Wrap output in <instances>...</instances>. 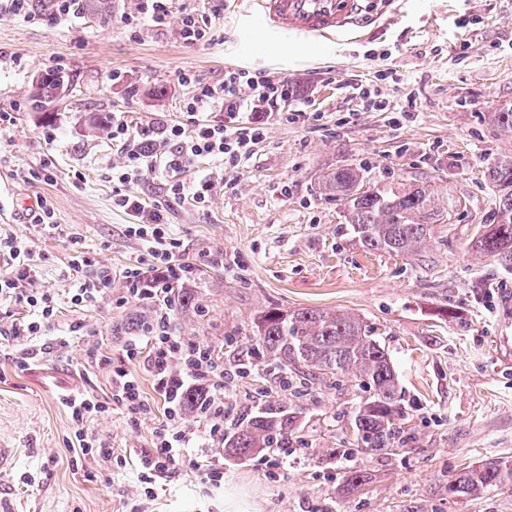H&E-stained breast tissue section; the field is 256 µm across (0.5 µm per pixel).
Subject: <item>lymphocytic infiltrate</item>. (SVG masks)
I'll return each instance as SVG.
<instances>
[{"label":"lymphocytic infiltrate","mask_w":512,"mask_h":512,"mask_svg":"<svg viewBox=\"0 0 512 512\" xmlns=\"http://www.w3.org/2000/svg\"><path fill=\"white\" fill-rule=\"evenodd\" d=\"M288 78H275L243 68L225 70L220 86L198 85L188 111L195 114L208 109L223 112L219 121L196 122L193 133L179 124L150 123L131 125L113 119L112 140L123 163L112 170L114 204L132 216L125 233L141 245L144 256L127 267L122 277L100 264L92 277L81 279L71 297L77 306H87L111 298L115 280H123L122 303L150 306L153 318L143 327V338L128 340L124 351L126 365L113 368L110 399L89 394H65L74 426L73 448L82 457L123 467L124 456L116 454L109 442L89 436L87 422L110 410L126 413L131 422L152 415L154 406L141 389L133 365H142L153 379L154 389L164 404V419L156 428L152 448L141 452L138 462L140 493L153 499L158 478L177 466L188 463L199 481L218 486L224 481L221 468L190 460L196 440L194 424H202L211 442L224 441V390L228 376L224 359L209 345L175 335L170 312L173 296L185 285L186 263L181 258L182 242L170 225L164 224L158 210L145 207L138 196L126 193V183L146 174L167 175V193L171 200L192 201L198 210H208L218 180L214 173H203L192 182L174 179L173 174L210 158L224 167H238L249 156L254 144L266 134L269 121L280 112L282 103L294 97ZM26 244L12 236H0V302L23 299L34 317L24 327L13 328V336H38L54 321L58 304L53 295L37 288L35 269L25 261ZM196 390L200 398L186 405L183 395Z\"/></svg>","instance_id":"obj_1"}]
</instances>
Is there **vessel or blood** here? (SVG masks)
Segmentation results:
<instances>
[{
    "mask_svg": "<svg viewBox=\"0 0 512 512\" xmlns=\"http://www.w3.org/2000/svg\"><path fill=\"white\" fill-rule=\"evenodd\" d=\"M258 12L274 29L328 36L350 28L360 0H258Z\"/></svg>",
    "mask_w": 512,
    "mask_h": 512,
    "instance_id": "obj_1",
    "label": "vessel or blood"
}]
</instances>
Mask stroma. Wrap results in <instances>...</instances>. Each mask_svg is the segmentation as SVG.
<instances>
[{
  "instance_id": "stroma-1",
  "label": "stroma",
  "mask_w": 512,
  "mask_h": 512,
  "mask_svg": "<svg viewBox=\"0 0 512 512\" xmlns=\"http://www.w3.org/2000/svg\"><path fill=\"white\" fill-rule=\"evenodd\" d=\"M139 0H112L102 24L83 11L57 16L50 0H33L29 16L0 13V234L22 239L37 285L58 302L55 322L24 343L0 344V503L6 512H135L136 460L151 448L162 411L133 423L121 412L96 417L90 434L127 457L114 470L76 464L65 393L106 397L112 368L151 309L112 301L77 308L81 278L71 256L121 272L141 258L124 233L129 217L113 203L112 168L122 161L111 137L89 132L100 113L129 121L188 122L195 84L217 85L228 68L288 77L296 98L238 168L224 171L208 212L170 202L154 176L129 185L145 206L161 207L183 242V260L220 250L224 264L205 269L195 291L201 307L175 306L172 327L217 347L230 376L224 429L256 405L269 385L254 352L255 319L270 305L336 310L360 317L385 346L404 393L407 440L396 448L348 452L349 416L365 391L352 377L309 381L293 402L300 432L285 450L287 474L274 479L264 454L225 457L198 434L194 452L224 468V482L199 483L188 466L158 479L146 512H512V491L449 497V479L487 459L512 460V362L497 346L512 321V270L474 250L495 194L486 167L512 155V131L493 121L512 110V0H363V23L335 38L275 31L288 51L252 52L262 21L251 0H172L164 26L129 27ZM203 15L212 41L185 44L183 11ZM392 78L380 79L384 69ZM55 70L71 86L51 104L28 102L33 78ZM190 74L192 83L181 81ZM371 84L387 104L356 111L351 86ZM304 122L288 121L295 109ZM362 165L371 183L425 178L448 187L461 205L436 225L411 256L368 252L347 231L342 199L323 177ZM54 211L56 230L36 227L35 204ZM83 330L72 331L73 322ZM36 358L19 366L17 350ZM108 364H90V354ZM368 482L352 491L348 468ZM34 475L23 483V475Z\"/></svg>"
}]
</instances>
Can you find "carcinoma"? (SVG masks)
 I'll return each instance as SVG.
<instances>
[{
    "label": "carcinoma",
    "mask_w": 512,
    "mask_h": 512,
    "mask_svg": "<svg viewBox=\"0 0 512 512\" xmlns=\"http://www.w3.org/2000/svg\"><path fill=\"white\" fill-rule=\"evenodd\" d=\"M107 0H81L80 8L110 19ZM66 83L59 72L46 71L32 86L35 108L53 101ZM366 171L343 167L329 174L325 190L347 200L346 222L353 238L367 251L411 255L432 238L435 224L451 219L456 201L448 189L423 182L409 187L385 184L361 190ZM496 203L490 223L472 239L475 250L489 253L504 268L512 269V156L487 168ZM258 346L273 370H297L311 379L353 374L372 395L351 413L356 438L370 450L392 448L404 441L402 388L388 352L360 318L339 312L301 308H269L257 317ZM299 408L267 400L233 433L224 437V449L235 457H249L269 448H285L300 426ZM493 488L512 490V461L491 459L471 466L448 480V496L471 497Z\"/></svg>",
    "instance_id": "1"
}]
</instances>
